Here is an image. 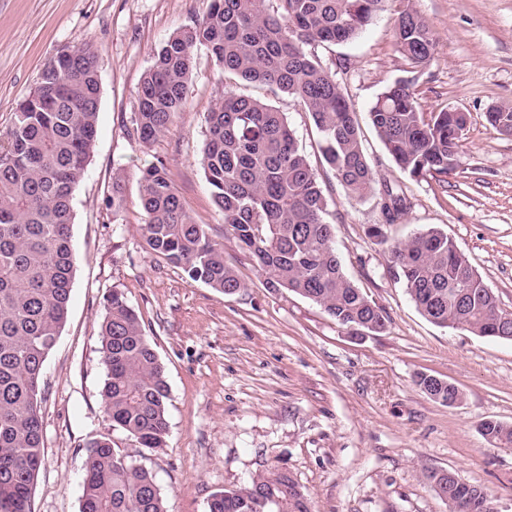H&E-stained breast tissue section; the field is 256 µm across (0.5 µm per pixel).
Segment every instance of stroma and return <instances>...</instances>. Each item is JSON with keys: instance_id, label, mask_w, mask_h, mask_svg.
Returning <instances> with one entry per match:
<instances>
[{"instance_id": "obj_1", "label": "stroma", "mask_w": 512, "mask_h": 512, "mask_svg": "<svg viewBox=\"0 0 512 512\" xmlns=\"http://www.w3.org/2000/svg\"><path fill=\"white\" fill-rule=\"evenodd\" d=\"M430 24L436 48L416 75L420 108L468 115L459 165L447 176L401 175L371 126L377 96L406 77L394 20L405 5ZM208 0H0V134L19 101L58 52L93 42L100 53L98 133L73 192L77 263L69 314L43 370L44 458L34 512H80L91 439L105 436L139 458L169 512H208L218 491L268 472L287 474L312 512H448L424 474L450 470L512 512V448L480 431L512 425V341L429 322L396 279L376 198L349 197L320 151L308 112L291 96L225 83L206 48L194 51L187 109L154 142L133 136L138 89L154 53L200 20ZM359 123L377 182L400 184L406 213L390 238L437 225L469 257L501 308L512 311V136L492 128L491 107L512 104V0H388L352 43L319 53ZM286 113L325 194L343 270L384 308L385 332L352 337L314 302L267 287L215 206L200 165L204 114L226 92ZM164 161L183 206L224 248L244 284L227 295L191 281L145 247L140 175ZM124 176L119 212L105 205L113 173ZM137 312L169 386L164 452L141 454L108 418L98 326L112 291ZM454 383L448 406L415 383L417 373Z\"/></svg>"}]
</instances>
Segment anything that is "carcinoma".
<instances>
[{
	"label": "carcinoma",
	"mask_w": 512,
	"mask_h": 512,
	"mask_svg": "<svg viewBox=\"0 0 512 512\" xmlns=\"http://www.w3.org/2000/svg\"><path fill=\"white\" fill-rule=\"evenodd\" d=\"M386 0H209L202 19L173 33L153 56L138 91L134 132L148 144L186 111L193 51L205 47L224 79L276 88L297 99L321 135L324 161L346 193L378 194L383 223L370 235L386 242L383 227L404 214L403 198L375 177L362 147L355 112L318 50L355 40L384 10ZM396 44L421 70L435 39L427 20L403 9ZM78 75L41 70L36 86L17 104L0 143V512H32L43 461L39 402L43 368L67 320L75 272L72 194L83 178L97 137L99 52L77 47ZM415 77L388 85L368 112L399 170L411 177L448 175L459 159L464 112L420 110ZM201 165L216 207L239 246L254 258L269 288H285L324 309L349 334H379L388 317L344 272L316 170L284 113L249 96L225 95L204 116ZM491 127L512 130V106L486 113ZM140 201L143 237L155 255L179 265L189 279L226 295L245 288L224 261V248L186 213L163 161L145 168ZM106 205H123V176H112ZM396 278L431 323L478 336L512 340V313L468 256L441 228L430 225L389 246ZM98 339L107 371L103 401L112 426L141 448L167 446L169 387L165 369L122 293L107 299ZM430 399H462L446 379L416 375ZM482 435L512 447V426L487 419ZM448 494L450 512H495L480 486L457 483L442 471L426 475ZM296 493L284 473L262 475L246 487L214 493L208 512H288ZM80 512H167L152 472L102 436L86 453Z\"/></svg>",
	"instance_id": "1"
}]
</instances>
